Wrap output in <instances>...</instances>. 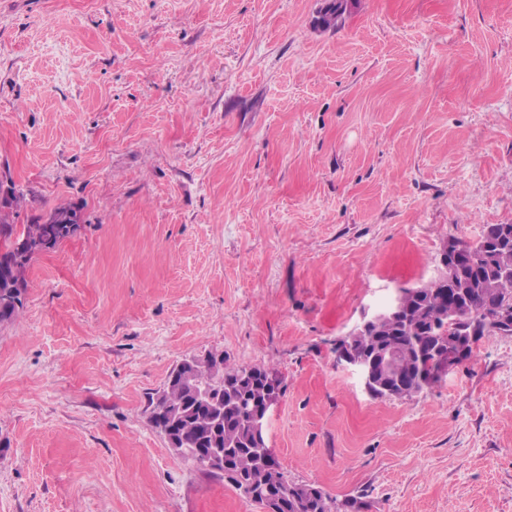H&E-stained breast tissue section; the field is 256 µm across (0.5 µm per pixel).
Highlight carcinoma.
Here are the masks:
<instances>
[{"instance_id":"carcinoma-1","label":"carcinoma","mask_w":512,"mask_h":512,"mask_svg":"<svg viewBox=\"0 0 512 512\" xmlns=\"http://www.w3.org/2000/svg\"><path fill=\"white\" fill-rule=\"evenodd\" d=\"M348 7V0H327L318 25L335 26ZM22 200L23 193L12 186L8 197L0 200V324L14 320L23 307L27 275H17L16 266L28 271L35 256L55 250L69 238L66 227L50 222V218L76 212L70 204H59L29 224H17L16 209ZM501 230L502 225L490 224L478 242H456L465 262L441 271L436 279L418 288L399 315L352 337V351L359 355L379 348L396 349L393 362L371 387L374 397L403 399L430 388L422 369L433 360L431 350L437 344H454L453 323L474 327L478 341L484 335L490 308L512 317V231L500 240ZM185 369L196 385L221 394L223 424L214 425L209 412L180 382ZM268 375L269 371L258 367H228L224 359L213 354L184 362L169 373L160 402L149 397L150 414L164 420L170 412L179 413L180 433L191 448H209L214 443L229 450L225 472L213 471L211 475L225 480L245 497L254 490L268 493L264 503L268 512H365L367 504L359 497L337 498L319 486L288 480L281 468L269 465L266 449L251 445L248 415L234 403L242 397L260 402Z\"/></svg>"}]
</instances>
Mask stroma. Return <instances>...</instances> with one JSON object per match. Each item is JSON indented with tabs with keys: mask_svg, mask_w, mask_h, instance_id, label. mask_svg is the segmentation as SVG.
Wrapping results in <instances>:
<instances>
[{
	"mask_svg": "<svg viewBox=\"0 0 512 512\" xmlns=\"http://www.w3.org/2000/svg\"><path fill=\"white\" fill-rule=\"evenodd\" d=\"M0 0V176L36 256L0 325V512H264L150 392L213 353L280 381L285 475L367 512H512V336L371 397L364 311L512 224V0Z\"/></svg>",
	"mask_w": 512,
	"mask_h": 512,
	"instance_id": "stroma-1",
	"label": "stroma"
}]
</instances>
